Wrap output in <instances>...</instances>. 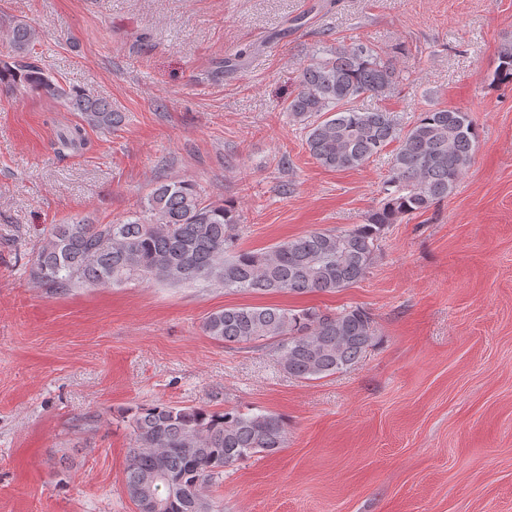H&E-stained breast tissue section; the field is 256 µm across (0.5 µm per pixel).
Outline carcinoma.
Instances as JSON below:
<instances>
[{
    "label": "carcinoma",
    "mask_w": 512,
    "mask_h": 512,
    "mask_svg": "<svg viewBox=\"0 0 512 512\" xmlns=\"http://www.w3.org/2000/svg\"><path fill=\"white\" fill-rule=\"evenodd\" d=\"M27 22L9 34L15 61L0 66V84L63 98L87 125L109 130L122 121L107 101L66 90L29 61L39 39ZM400 82L395 64L354 41L318 53L297 77L286 111L302 126L305 144L328 170L362 166L397 142L382 196L365 223L315 230L262 250L237 244L241 218L234 204L205 201L196 185L174 178L157 185L141 209L112 224L84 220L56 224L40 243L29 277L59 292L140 281L172 286L215 282L236 292L336 293L363 279L386 228L448 197L470 167L478 131L469 113L432 109L404 128L395 115L351 103L387 97ZM512 83V41L503 44L493 75ZM203 331L228 345L277 342L280 369L315 380L354 365L375 336L374 319L360 306L336 312L239 305L209 315ZM130 431L125 488L140 512H220L209 495L224 469L285 446L282 417L268 412L199 406L139 405L123 416ZM193 452L188 454L186 449Z\"/></svg>",
    "instance_id": "carcinoma-1"
}]
</instances>
